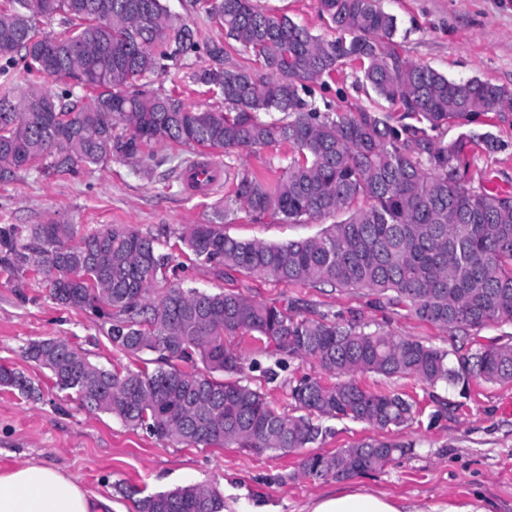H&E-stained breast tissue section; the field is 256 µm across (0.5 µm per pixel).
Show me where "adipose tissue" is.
<instances>
[{
  "label": "adipose tissue",
  "mask_w": 512,
  "mask_h": 512,
  "mask_svg": "<svg viewBox=\"0 0 512 512\" xmlns=\"http://www.w3.org/2000/svg\"><path fill=\"white\" fill-rule=\"evenodd\" d=\"M94 508L88 490L40 461L22 459L0 472V512H93ZM306 512H493V505L481 497L463 505L396 500L365 487H343L310 502Z\"/></svg>",
  "instance_id": "ef3b65f1"
}]
</instances>
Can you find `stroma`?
<instances>
[{"label":"stroma","mask_w":512,"mask_h":512,"mask_svg":"<svg viewBox=\"0 0 512 512\" xmlns=\"http://www.w3.org/2000/svg\"><path fill=\"white\" fill-rule=\"evenodd\" d=\"M269 12L288 14L314 34L333 31L317 10V0H256ZM396 16V39L410 60L454 79L478 77L512 89V0H381ZM468 134L480 146L469 158L467 177L479 186L492 177L494 187L512 192V116L488 112L469 123H450L452 140ZM160 161L152 174L134 163L112 159L77 173L45 174L37 169L0 175V225L31 227L55 220L86 234L108 224H127L157 238L163 252L178 253L176 235L188 224L212 221L215 208L231 189L224 183L210 194L185 191L174 171L184 162L205 158L224 163L221 150L156 147ZM335 216L307 224L255 222L238 214L224 223L226 234L243 240L285 243L315 235ZM195 286L241 293L263 302L298 297L319 311L341 314L368 328L452 349L448 331L418 321L409 312L377 301L365 290L290 287L257 274L230 272L218 279L188 268ZM62 336L94 363H125L113 349L103 320L70 311L48 296L34 274L18 276L0 266V362L14 364L38 387V399L0 388V471L24 454L59 468L88 490L112 503L111 512H131L117 486L135 484L143 493L199 484L219 487L240 512H299L302 505L338 486L337 480L298 478L283 481L296 457L255 456L237 446H175L142 430L125 427L111 415L89 412L59 390L47 369L23 358L34 340ZM362 383L406 391L420 402L421 413L406 430H379L361 422L331 421L318 452L332 451L367 437L413 443L411 453L383 469L350 478L393 498L464 503L481 495L496 512H512V384L434 388L408 379L361 375ZM446 414H438L439 403Z\"/></svg>","instance_id":"stroma-1"}]
</instances>
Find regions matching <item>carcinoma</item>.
Wrapping results in <instances>:
<instances>
[{"mask_svg":"<svg viewBox=\"0 0 512 512\" xmlns=\"http://www.w3.org/2000/svg\"><path fill=\"white\" fill-rule=\"evenodd\" d=\"M0 9V172L37 164L57 172L132 160L150 173L152 146H204L232 158L279 149L272 181L224 164L233 189L225 218L308 223L347 217L312 238L282 244L248 241L215 222L179 234L191 266L216 278L247 270L296 287L367 289L418 320L466 333L512 321V193L465 183L473 138H440L448 123L512 109V90L489 80L451 79L409 60L393 41L396 18L378 0H317L336 31L311 33L290 16L267 13L253 0H191L225 37L260 65L228 62L211 40V64L192 82L220 105L185 107L142 80L164 73L184 81L179 61L197 31L175 19L164 0H8ZM59 29L45 24L54 15ZM346 65L355 83L390 105L353 109L316 99ZM27 84L13 97V80ZM72 79L51 94L39 79ZM94 94L90 106L75 89ZM173 258L157 241L125 224L76 238L72 224L51 220L27 230L0 226V263L15 273L35 268L57 304L94 313L109 324L112 347L140 365L107 369L64 338L30 342L24 358L49 370L91 411L112 415L174 445H236L256 455L293 454L321 443L322 420L348 419L379 430L412 425L417 402L405 392L365 387L358 373L414 379L431 388L469 381L512 382V341L465 352L427 345L336 314L307 315L288 298L280 304L233 291L184 286ZM250 338L273 349L261 370L307 411L278 412L241 374L231 341ZM311 359L336 382L288 375L289 361ZM0 387L39 396L30 378L0 364ZM413 444L365 439L302 457L300 475L345 479L378 470ZM135 512H224L217 487L186 485L147 495L120 488Z\"/></svg>","mask_w":512,"mask_h":512,"instance_id":"cac0c4a2","label":"carcinoma"}]
</instances>
